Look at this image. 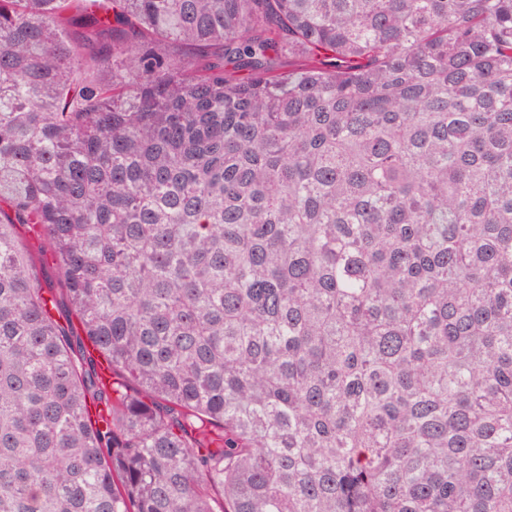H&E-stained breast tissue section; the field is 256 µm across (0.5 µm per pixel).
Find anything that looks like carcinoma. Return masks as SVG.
<instances>
[{"instance_id": "cac0c4a2", "label": "carcinoma", "mask_w": 512, "mask_h": 512, "mask_svg": "<svg viewBox=\"0 0 512 512\" xmlns=\"http://www.w3.org/2000/svg\"><path fill=\"white\" fill-rule=\"evenodd\" d=\"M0 512H512V0H0ZM54 263L55 262L49 257L44 260L37 259V271L39 272L42 285L44 288H53V292L56 294L60 314L55 312L54 315L59 323L65 325L66 321L72 320L77 325L76 318L71 314H69V316L67 315L69 304L65 294V287Z\"/></svg>"}]
</instances>
